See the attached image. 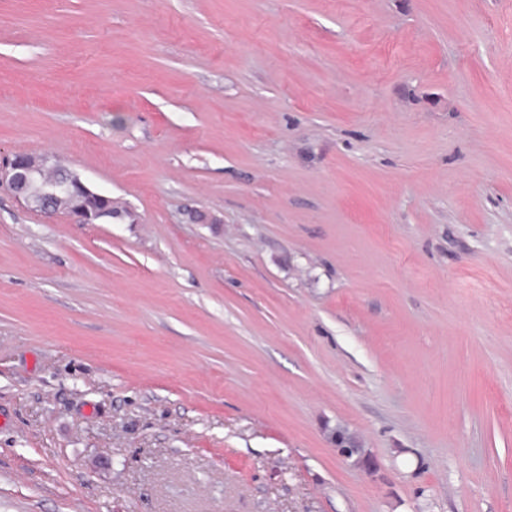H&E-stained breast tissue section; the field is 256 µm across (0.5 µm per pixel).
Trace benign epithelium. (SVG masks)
Masks as SVG:
<instances>
[{
	"mask_svg": "<svg viewBox=\"0 0 512 512\" xmlns=\"http://www.w3.org/2000/svg\"><path fill=\"white\" fill-rule=\"evenodd\" d=\"M48 158L31 154H16L7 163L0 165V182L8 184L15 196L23 200L33 210L48 216L56 214L52 209V199L57 193L71 188L79 195L80 202L67 211L68 216L76 224H96L109 221L112 217V199H106V205L97 207L91 201L100 197L99 192L92 189L78 174H71L70 186L58 184L53 190L45 193L38 200L28 194V183L36 174L47 171Z\"/></svg>",
	"mask_w": 512,
	"mask_h": 512,
	"instance_id": "obj_1",
	"label": "benign epithelium"
}]
</instances>
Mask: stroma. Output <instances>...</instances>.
Returning a JSON list of instances; mask_svg holds the SVG:
<instances>
[{"label":"stroma","instance_id":"1","mask_svg":"<svg viewBox=\"0 0 512 512\" xmlns=\"http://www.w3.org/2000/svg\"><path fill=\"white\" fill-rule=\"evenodd\" d=\"M17 153L0 512H512V0H0ZM48 158L31 154H16L7 163L0 165V182H6L18 199L23 200L33 210L51 216L59 212L52 209V199L58 192L66 189L65 184H57L52 191L44 193L38 200H34L28 194V183L35 174L45 176L39 181L34 182L30 191L38 196L43 191V186L51 181L60 183L65 179L64 170L49 172ZM71 173V172H70ZM70 188L79 195L81 202L69 211H65L76 224H96L98 222L112 221V198L103 197L92 189L78 174L71 173ZM104 198L106 205L97 207L87 201Z\"/></svg>","mask_w":512,"mask_h":512}]
</instances>
